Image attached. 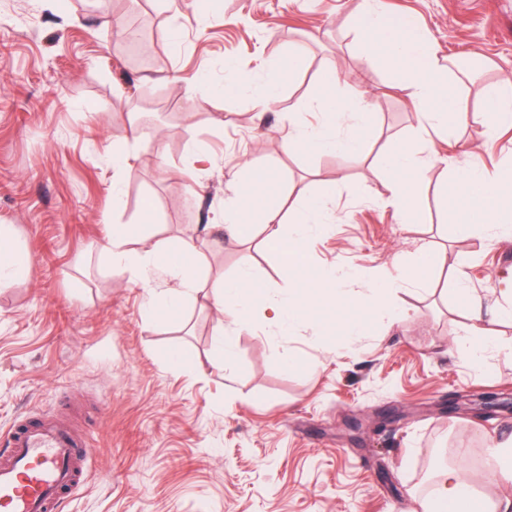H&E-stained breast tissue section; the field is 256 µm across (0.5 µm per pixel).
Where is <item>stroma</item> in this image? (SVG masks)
<instances>
[{
    "instance_id": "stroma-1",
    "label": "stroma",
    "mask_w": 512,
    "mask_h": 512,
    "mask_svg": "<svg viewBox=\"0 0 512 512\" xmlns=\"http://www.w3.org/2000/svg\"><path fill=\"white\" fill-rule=\"evenodd\" d=\"M360 2L215 0L204 10L169 0H0V225L30 260L29 273L0 291V435L28 418H71L87 464L60 512H414L452 463L476 496L512 498V483L485 466L489 445L512 433V409L447 412L459 392L512 394V322L499 326L485 365L456 352L470 324L460 288L491 310L512 285V226L460 235L441 199L453 172L440 165L418 174L413 223L378 198L388 173L376 154L411 143L416 116L389 72L366 62L351 26ZM378 5L415 15L441 58L475 65L453 86L472 112L487 88L512 78V0ZM127 13L145 29L154 66L131 63L117 37ZM292 46L300 65L261 106L268 73ZM331 59L337 95L365 89L373 98L361 158L282 148L291 124L318 125L309 104ZM242 62L253 83L207 101L172 82L202 76L220 86L226 66ZM434 139L456 159L462 147L477 149L494 168L512 129L493 141L472 116L457 144ZM248 162L282 175L287 216L301 197L334 186V219L303 230L308 263L337 273V288L358 291L356 273L375 278L396 258L429 253L421 283L382 284L407 316H368L358 336L257 308L234 326L201 295L159 321L151 297L176 280L156 270L143 288L106 253L113 225L136 223L146 203L156 221L131 249L190 239L202 281L246 269L287 300L288 270L262 226L240 245L216 230L224 184ZM222 331L234 342L226 360Z\"/></svg>"
}]
</instances>
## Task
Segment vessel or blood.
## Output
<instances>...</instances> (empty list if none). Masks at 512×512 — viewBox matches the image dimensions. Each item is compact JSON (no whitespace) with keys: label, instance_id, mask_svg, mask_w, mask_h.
Returning a JSON list of instances; mask_svg holds the SVG:
<instances>
[{"label":"vessel or blood","instance_id":"b4317fda","mask_svg":"<svg viewBox=\"0 0 512 512\" xmlns=\"http://www.w3.org/2000/svg\"><path fill=\"white\" fill-rule=\"evenodd\" d=\"M85 446L59 419L15 425L0 449V512H56L83 480Z\"/></svg>","mask_w":512,"mask_h":512}]
</instances>
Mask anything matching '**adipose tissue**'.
I'll return each mask as SVG.
<instances>
[{
	"label": "adipose tissue",
	"instance_id": "obj_1",
	"mask_svg": "<svg viewBox=\"0 0 512 512\" xmlns=\"http://www.w3.org/2000/svg\"><path fill=\"white\" fill-rule=\"evenodd\" d=\"M355 29L363 41L370 66L390 67L396 85L409 92L419 123L438 127L455 134L469 118L457 96L443 93L446 76L437 57L425 44V33L418 20L410 15L392 18L380 11L377 0H362L354 18ZM372 101L359 98L338 104L329 100L313 102L312 108L321 115L317 128L307 131L295 129L283 141L285 150L309 154L330 152L350 156L362 155L372 118ZM480 115L489 132H496L504 124H512V81L504 79L490 87L482 97ZM442 155L433 146H425L423 154L411 147L391 148L384 152L380 164L389 176L382 184L380 196L394 207L403 223H412L418 207L416 173L421 162H442ZM456 206L448 207L449 223L460 230L471 225L496 226L512 223V165L490 170L473 160L459 164L453 184ZM281 193L279 175L265 167L252 168L247 179L229 182L225 188L224 229L230 235L249 234L252 224H262L268 242L281 248L293 287L287 301L270 297L249 272H241L232 280H219L211 285L209 299L226 320L242 323L252 308L269 312L273 319L295 317L309 311L327 317L336 307H343L344 332L360 335V311H385L386 305L378 295L362 292L348 295L330 289L331 274L314 270L304 260L305 235L284 236L283 222L277 198ZM147 265L171 274L178 282L176 293L161 297L156 313L166 318L177 311L184 297L199 287V253L193 241L178 247L166 241H152L145 259ZM459 299L475 321L476 337L461 342L460 347L473 361H482L491 348V335L504 320H512V308L498 312L496 317L484 319L482 307L468 289H460ZM474 495L471 483L463 476L461 467L446 468L440 476L436 492L419 501L418 512H460Z\"/></svg>",
	"mask_w": 512,
	"mask_h": 512
}]
</instances>
